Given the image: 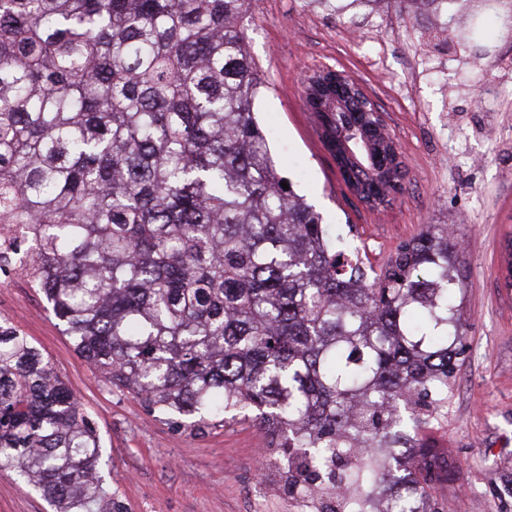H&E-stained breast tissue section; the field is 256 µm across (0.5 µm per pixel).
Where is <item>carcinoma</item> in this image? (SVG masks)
Wrapping results in <instances>:
<instances>
[{
    "label": "carcinoma",
    "instance_id": "carcinoma-1",
    "mask_svg": "<svg viewBox=\"0 0 512 512\" xmlns=\"http://www.w3.org/2000/svg\"><path fill=\"white\" fill-rule=\"evenodd\" d=\"M442 42L450 0H396ZM252 0H0V225L77 354L180 424L254 415L309 512H362L461 362L460 244L431 224L369 275L286 181L255 119ZM325 135L355 144L354 112ZM348 180L371 187L365 150ZM69 386L0 321V466L54 512H124Z\"/></svg>",
    "mask_w": 512,
    "mask_h": 512
}]
</instances>
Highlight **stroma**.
Returning a JSON list of instances; mask_svg holds the SVG:
<instances>
[{
	"label": "stroma",
	"mask_w": 512,
	"mask_h": 512,
	"mask_svg": "<svg viewBox=\"0 0 512 512\" xmlns=\"http://www.w3.org/2000/svg\"><path fill=\"white\" fill-rule=\"evenodd\" d=\"M266 88L256 117L277 168L315 205L330 233L380 271L427 225L450 224L463 245L460 296L466 351L448 415L427 429L449 466L430 491L435 512H512V34L491 27L479 50H422L418 29L391 0L374 13L308 0H255L243 17ZM333 68L383 112L408 173L391 206L372 210L344 184L304 81ZM0 319L42 352L94 420L102 473L128 512H298L252 420L196 432L129 393L109 390L73 350L50 305L0 275ZM0 512H52L33 485L0 469Z\"/></svg>",
	"instance_id": "35a3bbf8"
}]
</instances>
